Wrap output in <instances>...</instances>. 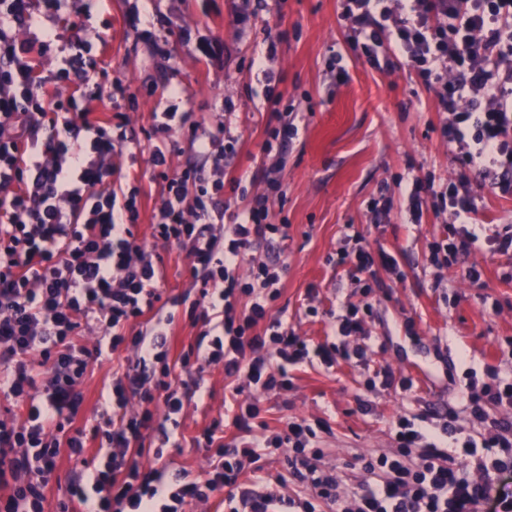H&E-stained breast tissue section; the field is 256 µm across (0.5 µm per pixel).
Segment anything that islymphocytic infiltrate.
<instances>
[{
	"label": "lymphocytic infiltrate",
	"instance_id": "1",
	"mask_svg": "<svg viewBox=\"0 0 512 512\" xmlns=\"http://www.w3.org/2000/svg\"><path fill=\"white\" fill-rule=\"evenodd\" d=\"M342 17L372 65L408 64L435 92L449 144L460 145L457 178L414 180L407 192L413 220L424 209H452L455 224L429 244L437 266L486 240L491 252L512 253V234L488 233L476 220L473 180L512 197V0H341ZM87 0H0V512H45L46 491L61 457L96 464L86 481L66 485L56 512H186L194 501L224 497L225 512H257L272 503L281 512H512L493 496L490 473L512 471V366H486L485 380L470 377L460 394L483 441L458 430L454 411L398 416L392 448L361 456L363 479L341 480L322 462L330 429L323 420L290 418L270 427L259 397L288 392L291 372L320 361L332 368L346 356L369 370L372 345L366 317L369 298L342 302L338 338L361 337L353 353L334 342L309 345L287 321L269 316L281 295L283 262H255L257 241L285 236L269 207L281 190L268 177L269 194L251 196L240 178L224 181V157L235 153L230 125L217 130L186 112H157L147 134L149 161L161 179L162 204L149 228L154 239L182 253L198 295L187 310L202 322L195 344L172 356L174 315L160 287L162 258L140 244L136 194L104 191L118 171L127 143L112 137V115L90 108L64 110L37 58L54 43L64 14L87 12ZM34 29L16 41L12 28ZM48 119L38 140L37 116ZM211 159L213 178L194 168L169 173L167 147L178 132ZM232 188L239 223H215L212 212L224 188ZM339 261L358 273L375 267L396 271L387 252H373L353 235ZM251 280L242 283L239 270ZM104 334L95 349L82 342L90 324ZM137 354L136 369H116L106 403L92 431L75 426L92 364L119 350ZM223 367L236 382L233 423L243 439L225 442L216 420L193 437L210 464L202 472L174 474L144 467L149 431L161 428L153 448L162 460L180 447V417L201 393L206 368ZM140 406L128 412L131 397ZM280 455L305 491L283 495L282 479L236 497L230 486L257 474L262 458Z\"/></svg>",
	"mask_w": 512,
	"mask_h": 512
}]
</instances>
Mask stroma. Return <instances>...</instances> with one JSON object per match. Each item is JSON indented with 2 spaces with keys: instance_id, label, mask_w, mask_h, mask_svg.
<instances>
[{
  "instance_id": "obj_1",
  "label": "stroma",
  "mask_w": 512,
  "mask_h": 512,
  "mask_svg": "<svg viewBox=\"0 0 512 512\" xmlns=\"http://www.w3.org/2000/svg\"><path fill=\"white\" fill-rule=\"evenodd\" d=\"M341 13L338 0H97L89 15L64 25L39 63L46 76L69 70L54 86L64 104L81 76H92L102 99L123 115L115 138L146 142L154 113L189 112L208 130L227 122L239 134L229 169L243 177L249 195L265 191L263 167L280 168L285 197L271 208L287 236L258 244L253 256L285 261L270 314L287 318L300 336L324 341L340 303L359 301L361 285L370 287L371 366L415 378L411 396L366 392L359 368L342 360L328 371L301 367L288 393L262 398L272 426L289 417L329 420L334 435L324 461L345 478L361 474L355 455L388 449V428L400 414L451 405L457 427L480 435L459 410V395L467 370L512 360V257L490 254L478 242L450 266L429 264V243L453 218L428 210L411 223L405 190L417 178L459 174L440 133L435 93L412 67H373ZM99 32L105 41H96ZM273 39L278 52L269 60ZM174 86L183 95H170ZM274 112L298 113V133L266 157L264 128ZM120 165L111 187H140L138 238L164 258L161 288L179 300L194 297L184 257L148 229L162 201L148 153L124 155ZM348 224L372 250L393 255L397 273L379 268L360 281L337 265ZM474 264L483 269L478 284L466 276ZM135 362L124 350L93 364L78 424L95 425L113 368ZM204 379L208 397L182 419L187 438L232 410L223 369H208ZM361 394L369 412L358 408Z\"/></svg>"
}]
</instances>
